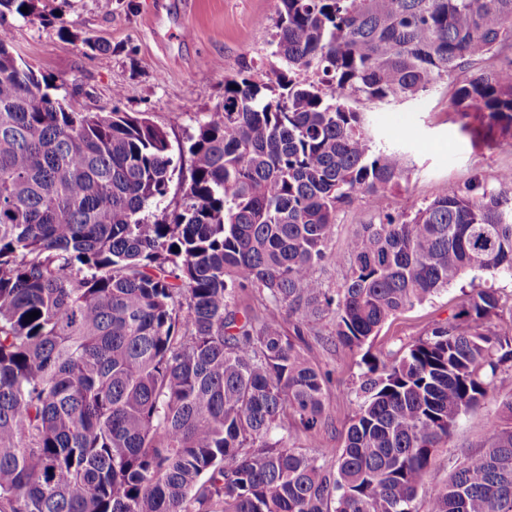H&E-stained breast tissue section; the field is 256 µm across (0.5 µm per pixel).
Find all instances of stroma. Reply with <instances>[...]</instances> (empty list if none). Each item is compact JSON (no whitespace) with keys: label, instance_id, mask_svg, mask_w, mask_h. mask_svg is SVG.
I'll return each instance as SVG.
<instances>
[{"label":"stroma","instance_id":"stroma-1","mask_svg":"<svg viewBox=\"0 0 512 512\" xmlns=\"http://www.w3.org/2000/svg\"><path fill=\"white\" fill-rule=\"evenodd\" d=\"M35 3L33 14L0 18L11 32L14 52L32 65L39 80L56 86L58 95L83 111L145 114L167 132L174 162L184 172L190 169L189 138L223 104L225 78L244 65L267 70L278 63L272 54L278 0H112L108 9L101 0ZM52 12L61 13V21L49 20ZM184 24L192 33L187 41L175 36ZM87 38L106 40L112 49L89 52L83 44ZM455 83H442L411 102L354 101L374 143L402 153L404 177L376 202L358 199L338 210L329 258L318 270L325 287L334 289L342 282L347 266L336 263L335 255L357 225L375 224L385 213L428 204L476 178L496 185L499 173L512 168L511 137L495 138L488 146L463 131L461 117L450 107ZM490 286L498 288L501 298L496 324L512 331V279L476 270L431 300L392 317L369 341V349L384 360L402 355L408 343L434 323L446 321L466 294ZM298 349L329 373L330 382L326 412L313 432L295 419L287 420L291 442L307 452L318 444L343 448L345 423L362 402L365 367L359 356L336 349L329 320L314 326ZM497 407L491 397L461 416L437 456L428 484L447 479L449 459L483 445Z\"/></svg>","mask_w":512,"mask_h":512}]
</instances>
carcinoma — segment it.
I'll return each mask as SVG.
<instances>
[{
  "instance_id": "carcinoma-1",
  "label": "carcinoma",
  "mask_w": 512,
  "mask_h": 512,
  "mask_svg": "<svg viewBox=\"0 0 512 512\" xmlns=\"http://www.w3.org/2000/svg\"><path fill=\"white\" fill-rule=\"evenodd\" d=\"M279 2L281 65L224 79L153 221L177 171L168 134L55 97L0 24V512H417L458 419L499 392L512 333L484 288L393 363L362 356L332 473L282 433L325 412L329 374L296 349L313 325L332 318L353 354L468 270L512 278L511 168L358 225L342 284L317 275L338 208L403 176L336 94L422 97L512 45V0ZM23 7L0 0V17ZM451 107L476 140L511 135L512 65L456 85ZM250 288L268 296L257 328L237 318ZM500 411L428 512H512V391ZM180 182L181 179L178 178V172H176L166 197H164L161 201L152 204L145 212V214L149 216L150 220H154V217L159 218L165 210L171 211L174 208L181 195Z\"/></svg>"
}]
</instances>
